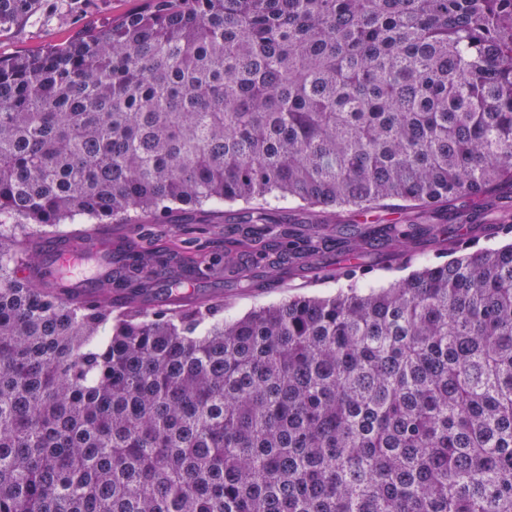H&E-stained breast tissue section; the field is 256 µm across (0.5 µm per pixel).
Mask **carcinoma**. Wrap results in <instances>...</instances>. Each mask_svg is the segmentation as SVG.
Listing matches in <instances>:
<instances>
[{
	"instance_id": "carcinoma-1",
	"label": "carcinoma",
	"mask_w": 512,
	"mask_h": 512,
	"mask_svg": "<svg viewBox=\"0 0 512 512\" xmlns=\"http://www.w3.org/2000/svg\"><path fill=\"white\" fill-rule=\"evenodd\" d=\"M42 0H0V34ZM512 193V0H145L0 55V512H512V242L450 202ZM319 208L307 235L271 201ZM242 204L244 250L17 277L63 225ZM430 220L324 236L348 209ZM378 237L452 258L360 288ZM336 251L348 288L224 319L155 276ZM150 289L151 290H149L147 292V294H145L143 296L144 306L148 310L162 307V308L171 309L173 311H178L183 308H186V306L191 303V302L183 303V304H180V306H178V307L171 306V305H169V303L172 302L173 297H171L167 293V291H166L167 288H163V286L161 284H156V285L154 284L152 286V288H150Z\"/></svg>"
}]
</instances>
